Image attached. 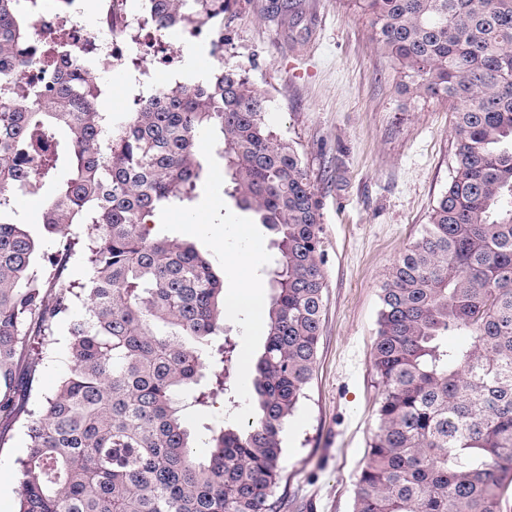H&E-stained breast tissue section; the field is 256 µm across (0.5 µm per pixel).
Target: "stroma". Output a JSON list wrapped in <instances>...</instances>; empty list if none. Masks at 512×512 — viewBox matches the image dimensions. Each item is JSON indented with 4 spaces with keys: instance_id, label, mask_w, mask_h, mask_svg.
Returning a JSON list of instances; mask_svg holds the SVG:
<instances>
[{
    "instance_id": "stroma-1",
    "label": "stroma",
    "mask_w": 512,
    "mask_h": 512,
    "mask_svg": "<svg viewBox=\"0 0 512 512\" xmlns=\"http://www.w3.org/2000/svg\"><path fill=\"white\" fill-rule=\"evenodd\" d=\"M228 30L232 43L220 60L245 67L265 93V121L297 148L323 226L325 309L316 371L283 438L286 512H352L355 481L376 427L379 385L370 359L381 288L448 187L451 114L446 101L400 92L397 67L353 0H235ZM213 40L207 30L171 33L145 53L128 42L125 65L97 72L103 110L123 118L136 98L178 80L186 51L215 66L220 60L210 54ZM199 148L209 171L195 199L158 212L152 233L192 242L223 279L229 298L238 289L236 260L246 245L257 248L249 273L262 285L276 251L263 225L225 195L224 164L212 133L200 136ZM224 336L235 346L238 406L214 397L207 415L189 422L197 432L241 422L248 412L251 370L265 331L246 313L228 311ZM67 344L66 328L58 326L51 359L36 372L21 370L19 408L36 405L68 373ZM7 436L0 447V512H16V460L27 447L22 421Z\"/></svg>"
}]
</instances>
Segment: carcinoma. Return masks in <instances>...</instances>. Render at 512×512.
I'll return each instance as SVG.
<instances>
[{"instance_id": "obj_1", "label": "carcinoma", "mask_w": 512, "mask_h": 512, "mask_svg": "<svg viewBox=\"0 0 512 512\" xmlns=\"http://www.w3.org/2000/svg\"><path fill=\"white\" fill-rule=\"evenodd\" d=\"M41 0H0V420L16 377L67 324L70 371L27 411L16 512H285L283 433L313 379L323 292L319 201L265 95L224 62L156 88L114 125L97 57L59 60L66 28L34 36ZM406 91L448 102V188L382 287L371 368L381 387L353 512H502L512 489V0H358ZM232 0H144L158 33L207 25ZM230 196L272 235L265 342L249 416L193 454L187 415L231 390L224 282L190 243L151 234L191 202L203 130ZM50 194L52 252L17 218ZM79 263L85 276L69 273Z\"/></svg>"}]
</instances>
